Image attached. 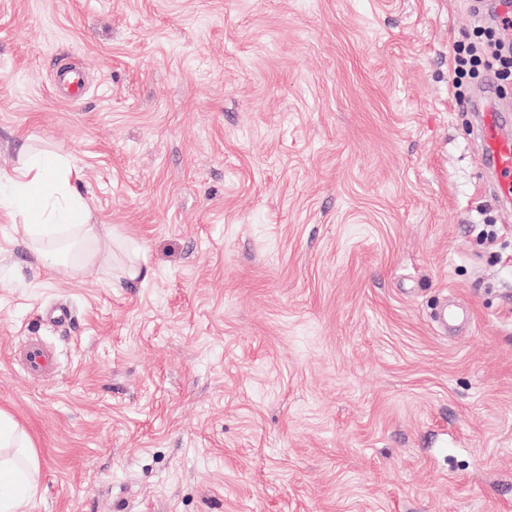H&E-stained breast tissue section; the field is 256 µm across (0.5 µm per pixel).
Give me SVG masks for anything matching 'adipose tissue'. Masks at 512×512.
<instances>
[{"mask_svg": "<svg viewBox=\"0 0 512 512\" xmlns=\"http://www.w3.org/2000/svg\"><path fill=\"white\" fill-rule=\"evenodd\" d=\"M76 176L66 157L29 150L0 174V214L19 221L31 256L52 269L67 265L70 246L86 260L112 251V229L92 222L72 185ZM30 445L12 416L0 410V512H14L19 493L37 490L38 462Z\"/></svg>", "mask_w": 512, "mask_h": 512, "instance_id": "adipose-tissue-1", "label": "adipose tissue"}]
</instances>
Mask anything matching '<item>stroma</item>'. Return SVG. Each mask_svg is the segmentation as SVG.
<instances>
[{
    "label": "stroma",
    "mask_w": 512,
    "mask_h": 512,
    "mask_svg": "<svg viewBox=\"0 0 512 512\" xmlns=\"http://www.w3.org/2000/svg\"><path fill=\"white\" fill-rule=\"evenodd\" d=\"M473 22L466 0H0V170L67 156L150 270L124 279L118 249L55 272L0 216V409L39 466L16 512H512V201L453 83ZM31 337L58 358L41 382L12 357ZM53 85L65 101L73 102L82 96L86 79L81 70L68 68L56 72Z\"/></svg>",
    "instance_id": "obj_1"
}]
</instances>
